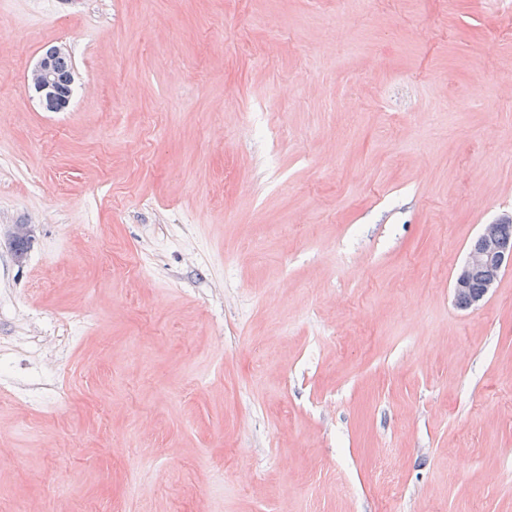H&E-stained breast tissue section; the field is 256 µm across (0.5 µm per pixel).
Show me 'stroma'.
<instances>
[{
	"instance_id": "35a3bbf8",
	"label": "stroma",
	"mask_w": 512,
	"mask_h": 512,
	"mask_svg": "<svg viewBox=\"0 0 512 512\" xmlns=\"http://www.w3.org/2000/svg\"><path fill=\"white\" fill-rule=\"evenodd\" d=\"M506 214L512 0H0V512H512ZM67 56L69 54L62 47L46 45L32 70L37 78L31 82L30 88L47 112H62L70 105L77 72L74 66H61ZM495 224H500L494 227L495 232L512 234V216H505ZM498 233H491L485 225L469 247L467 260L457 273L453 284L455 299L463 308L479 307L496 287L505 269L512 267V236ZM476 268L482 271V280L476 271L473 286L477 289H474L472 274Z\"/></svg>"
}]
</instances>
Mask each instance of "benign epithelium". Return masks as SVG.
Returning a JSON list of instances; mask_svg holds the SVG:
<instances>
[{"mask_svg": "<svg viewBox=\"0 0 512 512\" xmlns=\"http://www.w3.org/2000/svg\"><path fill=\"white\" fill-rule=\"evenodd\" d=\"M66 56L68 53L62 47L46 45L32 70L36 80L31 82L30 88L47 112H62L70 105L77 72L74 67L62 66ZM508 267H512V236L482 228L455 277L453 290L457 303L466 309L479 307ZM476 268L482 271L481 285L477 289L472 287V274Z\"/></svg>", "mask_w": 512, "mask_h": 512, "instance_id": "7a95c632", "label": "benign epithelium"}]
</instances>
